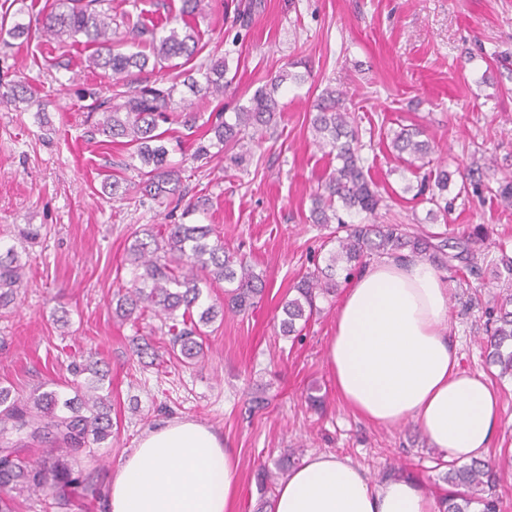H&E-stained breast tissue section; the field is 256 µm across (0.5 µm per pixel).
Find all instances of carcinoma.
<instances>
[{
    "mask_svg": "<svg viewBox=\"0 0 512 512\" xmlns=\"http://www.w3.org/2000/svg\"><path fill=\"white\" fill-rule=\"evenodd\" d=\"M112 8L109 0H62L44 14L42 32L55 39H74L81 35L94 46L89 63L108 71L126 90L96 98L94 111L101 119L97 131L130 149V157L139 159L138 183L135 192L152 198L171 197L182 201L181 169L168 160L164 144L163 124H180L192 128L196 113L179 112L173 106L177 85L164 80L133 82L137 72L161 70L172 60L190 62L199 52L198 35L186 23L161 34L146 31L136 19L125 23L133 37L149 35L150 53H123L112 42ZM228 71L225 58L210 60L197 69L178 73L190 81L196 96L207 99L224 94V75ZM200 74L201 78L194 77ZM300 76L281 73L270 86L257 88L248 104L234 111L213 112L209 130L214 140L197 143L192 159L205 166L214 156L211 149L229 151L239 145L249 132L268 127L277 112L279 100L274 96L288 80ZM35 91L16 84L0 93V102L30 101ZM311 127L318 145L336 159V167L327 175L313 195L310 219L314 224H334L324 244L333 245L323 262L313 263L293 287L296 295L283 307L285 318L280 330L285 336H298L297 322H308L318 312L317 300L336 292L340 280H348L374 257L408 256L428 261L443 270L473 271L478 257L469 246V239L448 244V238L432 242V237L407 224H348L339 215L347 213L377 215L384 199L365 171L359 154L362 147L359 129L345 105L344 93L326 89L314 105ZM421 132L401 128L394 133L391 145L400 155H407L414 166L431 163L429 141L420 139ZM448 169L434 174V184L426 202L439 212L448 211ZM499 204L512 208V180L497 188H488ZM213 229L209 224H152L142 228L127 252L131 270L128 286L118 295L114 313L121 320L137 322L151 310L163 317L162 326L171 335L169 345L156 348L150 339L136 342L133 354L138 360L169 358L195 365L204 357L202 327L224 315V310L244 314L256 307L265 290L262 275L254 272L245 258L225 250L221 241H210ZM502 290L494 300L495 319L486 328L487 362L498 368L501 378L512 377V258L502 256L495 266ZM225 284L224 303L210 301L204 289ZM25 287V264L19 253L10 247L0 252V309L15 303ZM73 379L67 396L42 384L29 396L17 394L13 388L0 385V512H17L18 498L37 496L44 501V512H70L78 500L94 501L103 497L101 487L75 469L79 455L92 444L112 441V416L109 394L105 393L107 372L91 358L74 364ZM47 444L46 455L38 463L25 456V447ZM496 469L484 461L463 466L451 465L448 484L454 488L441 500L443 512H471L473 504L481 512H497L492 496Z\"/></svg>",
    "mask_w": 512,
    "mask_h": 512,
    "instance_id": "carcinoma-1",
    "label": "carcinoma"
}]
</instances>
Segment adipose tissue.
Listing matches in <instances>:
<instances>
[{
    "label": "adipose tissue",
    "mask_w": 512,
    "mask_h": 512,
    "mask_svg": "<svg viewBox=\"0 0 512 512\" xmlns=\"http://www.w3.org/2000/svg\"><path fill=\"white\" fill-rule=\"evenodd\" d=\"M449 288L427 261L382 257L354 274L336 311L328 363L340 397L387 427L418 422L446 459L483 458L500 420L482 377L461 371ZM239 460L209 426L172 417L142 433L106 492L107 512H234ZM274 512H440L407 476L371 479L350 459L309 456L282 481Z\"/></svg>",
    "instance_id": "obj_1"
}]
</instances>
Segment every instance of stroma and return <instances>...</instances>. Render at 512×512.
<instances>
[{"instance_id":"1","label":"stroma","mask_w":512,"mask_h":512,"mask_svg":"<svg viewBox=\"0 0 512 512\" xmlns=\"http://www.w3.org/2000/svg\"><path fill=\"white\" fill-rule=\"evenodd\" d=\"M56 0H0V17L28 24L29 39L0 41V84L22 81L39 105L0 104V249L15 247L26 289L0 312V384L29 394L44 382L66 391L72 363L87 356L109 365L113 437L81 459L84 472L108 483L140 435L180 416L217 430L240 462L237 512H270L261 469L276 470L331 452L371 479L397 471L435 499L448 493L445 467L414 420L388 428L353 411L338 395L327 352L340 294L319 299L301 335L281 336L289 291L325 251L324 227L310 220L311 196L332 168L314 143L312 106L325 89L346 92L361 131V155L386 205L381 224H414L458 237L481 231L475 250L512 257V208L491 187L512 177V0H203L190 23L198 61L228 57L222 97L203 103L185 86L174 100L200 116L194 128L170 125L167 147L182 169L181 187L203 211L187 215L170 198L112 197V180L137 181L129 150L99 134L91 109L112 83L90 69L92 46L44 38L41 19ZM300 79L277 93L274 128L247 142L241 162L227 153L196 168L191 154L209 140V113L247 104L284 69ZM423 129L433 167L451 181L447 216L429 214L417 190L423 173L389 148L399 127ZM209 224L230 251L245 255L266 281L257 307L208 325L205 357L195 365L139 364L134 334L166 342L161 321L131 324L114 314L130 278L134 230L146 224ZM37 224L40 238L21 242L17 225ZM450 338L461 369L490 378L500 424L486 454L503 479L499 512H512V379L485 364L488 309L498 288L489 268L459 286L445 271ZM68 326H60L59 316ZM261 395L267 406L250 408Z\"/></svg>"}]
</instances>
